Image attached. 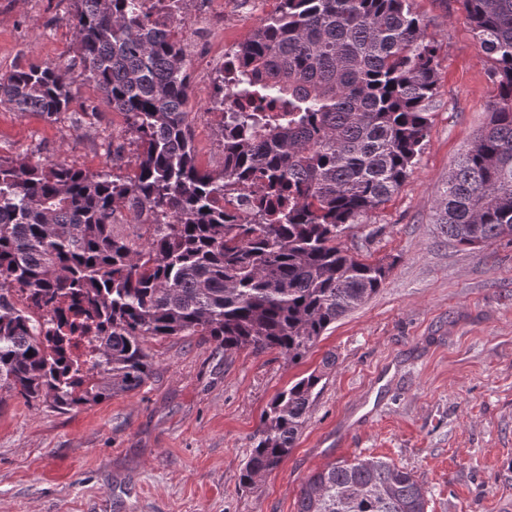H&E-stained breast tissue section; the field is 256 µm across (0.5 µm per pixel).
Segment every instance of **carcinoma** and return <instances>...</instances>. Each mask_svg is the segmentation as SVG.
Segmentation results:
<instances>
[{
	"label": "carcinoma",
	"instance_id": "carcinoma-1",
	"mask_svg": "<svg viewBox=\"0 0 512 512\" xmlns=\"http://www.w3.org/2000/svg\"><path fill=\"white\" fill-rule=\"evenodd\" d=\"M462 4L498 93L434 223L476 249L512 233V0ZM73 6L83 74L127 116L137 164L126 176L0 162V403L6 392L70 411L133 393L154 374L149 338L203 336L226 353L301 361L390 269L340 238L399 189L430 126L435 48L407 0H281L220 77L266 108L222 127L215 170L196 164L183 47L148 26L138 0ZM73 99L61 64L0 76V103L18 112L52 118ZM251 185L261 194L249 219L216 206ZM150 216L171 222L144 237L114 231ZM75 335L97 337L95 359H63ZM320 381L311 373L274 397L240 486L288 457ZM297 512H427V499L411 471L356 458L311 475Z\"/></svg>",
	"mask_w": 512,
	"mask_h": 512
}]
</instances>
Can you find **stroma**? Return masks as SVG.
<instances>
[{"instance_id": "stroma-1", "label": "stroma", "mask_w": 512, "mask_h": 512, "mask_svg": "<svg viewBox=\"0 0 512 512\" xmlns=\"http://www.w3.org/2000/svg\"><path fill=\"white\" fill-rule=\"evenodd\" d=\"M436 48L438 89L415 163L389 201L344 233L352 253L389 263L376 295L331 324L299 364L224 354L198 336L148 340L154 376L137 392L77 411L43 401L0 406V512H297L315 471L375 457L411 470L427 512H512V237L450 244L432 220L448 172L486 128L495 63L460 0H409ZM280 0H224L236 51ZM72 0H0V75L64 64L75 98L49 119L0 105V161L134 170L126 117L85 80ZM210 73H190L197 165L218 168L221 126ZM120 161H113V149ZM319 393L290 454L239 487L263 412L309 374Z\"/></svg>"}]
</instances>
